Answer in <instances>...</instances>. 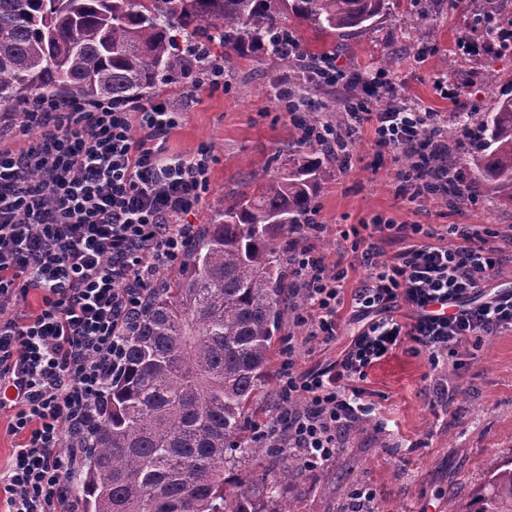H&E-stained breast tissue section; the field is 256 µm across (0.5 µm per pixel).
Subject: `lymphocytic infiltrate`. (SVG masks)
Returning <instances> with one entry per match:
<instances>
[{
    "instance_id": "lymphocytic-infiltrate-1",
    "label": "lymphocytic infiltrate",
    "mask_w": 512,
    "mask_h": 512,
    "mask_svg": "<svg viewBox=\"0 0 512 512\" xmlns=\"http://www.w3.org/2000/svg\"><path fill=\"white\" fill-rule=\"evenodd\" d=\"M318 69L328 84L352 90L336 131L352 143L370 131L379 153H402L410 199L442 196L447 177L431 174L430 148L444 134L440 112L390 106L387 83L342 77L332 58ZM182 104L159 99L118 105L104 99L43 102L18 126L37 131L23 152L0 148V409H11L18 435L0 490L8 512H78L71 484L81 441L99 418L101 401L124 367L127 329L160 271L179 264L194 227L188 218L210 189L209 147L166 155ZM396 249L385 253L361 238L367 275L345 297L346 269L305 246L296 251V326L335 338L339 308L350 303L359 324L339 361L306 373L285 357L281 406L288 446L308 464L332 459L369 414L360 386L369 368L410 346L431 363L465 341L512 329V287L494 280L503 250L467 224L448 225L444 243L427 242L419 224H373ZM41 297L31 314L16 310Z\"/></svg>"
}]
</instances>
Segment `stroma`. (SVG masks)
Here are the masks:
<instances>
[{
    "instance_id": "35a3bbf8",
    "label": "stroma",
    "mask_w": 512,
    "mask_h": 512,
    "mask_svg": "<svg viewBox=\"0 0 512 512\" xmlns=\"http://www.w3.org/2000/svg\"><path fill=\"white\" fill-rule=\"evenodd\" d=\"M410 0H396L391 14L365 33L341 38L298 29L303 44L329 50L338 70L367 80L383 74L397 90L396 104L430 112L491 111L512 96V46L494 52L461 49L458 41H480L472 14L461 0H436L419 24H404ZM495 74L488 82L487 74ZM287 83L288 70L255 54H224V86L198 94L166 143L171 154L189 155L209 147L214 156L211 189L194 224L207 223L212 210L244 190L255 175L273 172L300 132L283 106L262 95L270 82ZM349 166L333 163V173L317 194L314 223L324 231L314 247L348 270L346 291L364 280L345 231L390 219L443 230L472 224L500 236L512 235V206L487 196L451 206L441 199L409 201L396 178L405 165L401 154L376 162L370 132L351 147ZM336 340L307 336L285 319L275 340L274 363L292 347L297 370L308 371L337 360L354 334L348 309H341ZM454 386L452 397H436V383ZM380 418L357 425L325 465L329 481L302 482L290 495L292 512H351V492L360 486L376 493V512H448L449 502L464 505L485 483L491 460L512 458V330L480 342L468 341L456 356L432 365L422 354L397 350L372 367L362 384Z\"/></svg>"
}]
</instances>
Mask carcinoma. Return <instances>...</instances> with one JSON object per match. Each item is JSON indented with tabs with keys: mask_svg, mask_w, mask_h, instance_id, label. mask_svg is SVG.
<instances>
[{
	"mask_svg": "<svg viewBox=\"0 0 512 512\" xmlns=\"http://www.w3.org/2000/svg\"><path fill=\"white\" fill-rule=\"evenodd\" d=\"M466 2L493 36L501 0ZM389 9L390 0H0V110L19 118L35 95L142 101L192 69L199 46L219 45L286 64L312 128L321 121L311 65L322 55L277 52L283 12L319 32L362 33ZM452 125L470 136L476 174L462 188L448 180V202L473 190L512 205V97L484 118L458 112ZM462 145L448 138V170ZM338 158L297 139L283 172L251 178L250 190L201 225L175 275L158 279L130 328L125 372L112 380L75 487L85 512H291L288 494L302 474L286 447L288 413L269 416L271 435L260 437L253 403L273 379L295 230ZM261 455L281 461L277 476H235ZM490 472L466 512H512V459Z\"/></svg>",
	"mask_w": 512,
	"mask_h": 512,
	"instance_id": "carcinoma-1",
	"label": "carcinoma"
}]
</instances>
